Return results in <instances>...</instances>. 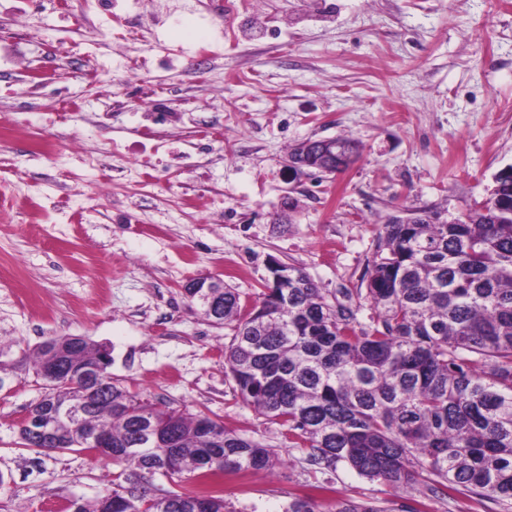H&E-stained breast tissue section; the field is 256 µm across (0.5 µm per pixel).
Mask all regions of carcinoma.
<instances>
[{
	"instance_id": "cac0c4a2",
	"label": "carcinoma",
	"mask_w": 512,
	"mask_h": 512,
	"mask_svg": "<svg viewBox=\"0 0 512 512\" xmlns=\"http://www.w3.org/2000/svg\"><path fill=\"white\" fill-rule=\"evenodd\" d=\"M437 210L393 216L380 226L362 304H331L299 268L287 287L262 293L242 313L239 292L214 288L210 322L232 326L227 370L241 400L286 428L294 447L332 471L344 463L394 489L423 484L430 499L453 494L512 512V179L496 177L467 213L433 223ZM29 357L36 374L57 362L39 409L83 406L55 423L45 443L29 428L21 445L90 452L99 434L121 467L112 488L74 512H231L212 491H170L151 479L203 484L224 473L272 470L277 453L201 413L162 409L112 378L102 345L59 336ZM159 439L141 445L144 416ZM319 497H294L284 512H322ZM327 512H388L371 502Z\"/></svg>"
}]
</instances>
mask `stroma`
Instances as JSON below:
<instances>
[{
  "label": "stroma",
  "mask_w": 512,
  "mask_h": 512,
  "mask_svg": "<svg viewBox=\"0 0 512 512\" xmlns=\"http://www.w3.org/2000/svg\"><path fill=\"white\" fill-rule=\"evenodd\" d=\"M188 2L177 18L172 0H0V512H68L111 486L91 456L20 444L45 392L25 354L64 334L110 346L113 378L142 399L285 459L225 489L230 512H283L318 481L324 512H498L342 464L316 473L241 401L231 328L183 287L209 274L249 306L275 259L328 301L354 298L388 217L487 197L512 167V0ZM39 71L61 79L35 86ZM342 136L359 145L344 172L288 168L295 144Z\"/></svg>",
  "instance_id": "obj_1"
}]
</instances>
